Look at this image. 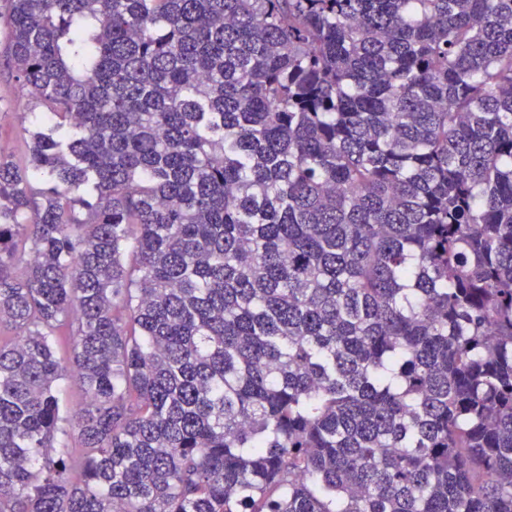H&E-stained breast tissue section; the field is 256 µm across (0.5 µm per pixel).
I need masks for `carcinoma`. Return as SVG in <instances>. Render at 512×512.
Wrapping results in <instances>:
<instances>
[{"label": "carcinoma", "mask_w": 512, "mask_h": 512, "mask_svg": "<svg viewBox=\"0 0 512 512\" xmlns=\"http://www.w3.org/2000/svg\"><path fill=\"white\" fill-rule=\"evenodd\" d=\"M7 3L0 512H512V0ZM8 29L0 26V149L13 153L19 161L25 151L21 135L23 128L34 130L39 125L42 107L27 106L28 89L18 81L16 73L5 64L3 50Z\"/></svg>", "instance_id": "cac0c4a2"}]
</instances>
